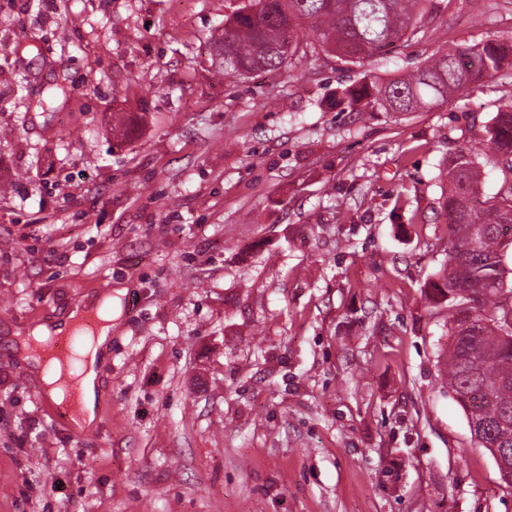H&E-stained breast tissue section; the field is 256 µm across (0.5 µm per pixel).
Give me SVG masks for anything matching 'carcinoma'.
Instances as JSON below:
<instances>
[{"instance_id": "obj_1", "label": "carcinoma", "mask_w": 512, "mask_h": 512, "mask_svg": "<svg viewBox=\"0 0 512 512\" xmlns=\"http://www.w3.org/2000/svg\"><path fill=\"white\" fill-rule=\"evenodd\" d=\"M432 0H248L224 16L211 38V66L225 77L276 70L300 50L297 28L307 20L320 47L362 64L386 47L422 32ZM512 69V44H457L410 73L386 82L367 78L336 89L352 112L391 117L445 102L473 82ZM499 184L483 207L473 204L482 179L478 153L448 154V194L441 203L448 264L432 284L434 300L454 310L448 335V388L465 413L479 419L477 442L496 447L512 466V304L502 252L512 227V103L486 129Z\"/></svg>"}]
</instances>
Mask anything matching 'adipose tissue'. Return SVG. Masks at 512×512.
<instances>
[{"label":"adipose tissue","mask_w":512,"mask_h":512,"mask_svg":"<svg viewBox=\"0 0 512 512\" xmlns=\"http://www.w3.org/2000/svg\"><path fill=\"white\" fill-rule=\"evenodd\" d=\"M95 312L101 325L95 336L89 337L80 352L82 361L78 371V404L71 422L74 430L86 432L97 424L96 402L102 395L100 369L110 354L112 344V294L105 291L86 295L72 305L63 318L35 325L26 335L14 338L17 358L25 363L46 397L53 403H61L67 392L60 383L59 373H51L42 367L38 356L33 355L30 344L53 336H64L74 330L78 321L88 312Z\"/></svg>","instance_id":"adipose-tissue-1"}]
</instances>
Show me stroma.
I'll list each match as a JSON object with an SVG mask.
<instances>
[{
    "instance_id": "obj_1",
    "label": "stroma",
    "mask_w": 512,
    "mask_h": 512,
    "mask_svg": "<svg viewBox=\"0 0 512 512\" xmlns=\"http://www.w3.org/2000/svg\"><path fill=\"white\" fill-rule=\"evenodd\" d=\"M242 2L0 0V512H512L430 290L448 155H488L512 72L397 119L331 104L512 41V0H433L362 67L319 51L220 79L209 38ZM105 289L77 433L10 338Z\"/></svg>"
}]
</instances>
